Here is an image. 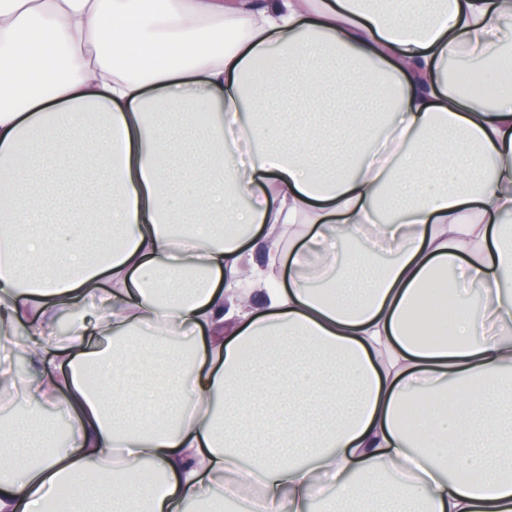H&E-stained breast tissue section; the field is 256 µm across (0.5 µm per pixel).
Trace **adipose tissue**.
<instances>
[{"mask_svg":"<svg viewBox=\"0 0 512 512\" xmlns=\"http://www.w3.org/2000/svg\"><path fill=\"white\" fill-rule=\"evenodd\" d=\"M370 2L0 0V512H512V0ZM459 82L467 94L481 99H492L500 90L499 85L483 80L481 71L478 70H473L466 76L460 74Z\"/></svg>","mask_w":512,"mask_h":512,"instance_id":"adipose-tissue-1","label":"adipose tissue"}]
</instances>
